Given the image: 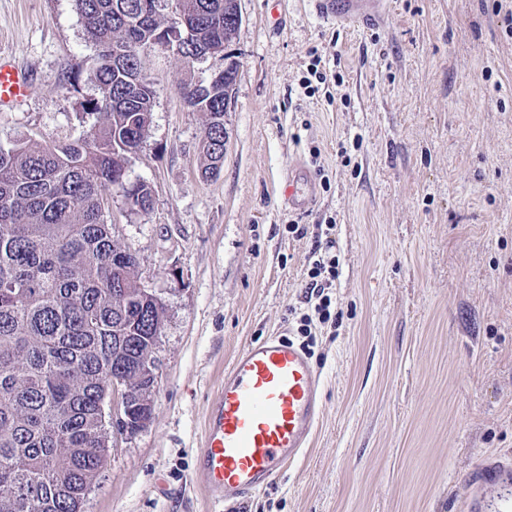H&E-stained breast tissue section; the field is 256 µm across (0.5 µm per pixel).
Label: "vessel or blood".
Returning a JSON list of instances; mask_svg holds the SVG:
<instances>
[{"instance_id": "vessel-or-blood-1", "label": "vessel or blood", "mask_w": 512, "mask_h": 512, "mask_svg": "<svg viewBox=\"0 0 512 512\" xmlns=\"http://www.w3.org/2000/svg\"><path fill=\"white\" fill-rule=\"evenodd\" d=\"M324 23L364 28L380 25L390 0H311ZM28 73L0 53V111L21 106ZM289 207L304 210L313 195H300L296 172L284 179ZM323 412L321 375L306 350L276 334L234 357L209 403L204 435L194 456L192 480L222 504H241L267 487L307 448ZM464 512H512V463L484 457L469 480Z\"/></svg>"}]
</instances>
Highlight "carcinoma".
Masks as SVG:
<instances>
[{"label":"carcinoma","mask_w":512,"mask_h":512,"mask_svg":"<svg viewBox=\"0 0 512 512\" xmlns=\"http://www.w3.org/2000/svg\"><path fill=\"white\" fill-rule=\"evenodd\" d=\"M97 48L90 68L100 115L86 137L56 145H0V512H83L109 457L100 420L115 370L132 393L148 386L139 356L165 308L125 298L137 287L136 255L104 219L108 194L128 212L152 205V188L128 183L127 154L145 140L155 91L141 50L179 42L193 61L237 32L234 0H72ZM205 118L204 174L224 165V77L185 92Z\"/></svg>","instance_id":"obj_1"}]
</instances>
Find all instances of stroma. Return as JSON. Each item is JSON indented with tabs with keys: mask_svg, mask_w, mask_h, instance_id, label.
<instances>
[{
	"mask_svg": "<svg viewBox=\"0 0 512 512\" xmlns=\"http://www.w3.org/2000/svg\"><path fill=\"white\" fill-rule=\"evenodd\" d=\"M239 5L217 176L201 174L204 117L180 88L223 60L145 59L157 97L129 175L154 202L134 215L112 199L105 219L165 299L154 417L114 438L85 512H226L190 475L207 406L245 345L294 336L329 217L342 318L313 356L323 415L248 512H462L477 460L512 457V31L495 0H392L382 26L348 30L309 0ZM0 51L31 81L0 112V144L68 143L98 124L82 107L99 94L97 49L72 0H0ZM315 54L343 81L308 98ZM296 165L315 188L303 213L282 193Z\"/></svg>",
	"mask_w": 512,
	"mask_h": 512,
	"instance_id": "obj_1",
	"label": "stroma"
}]
</instances>
